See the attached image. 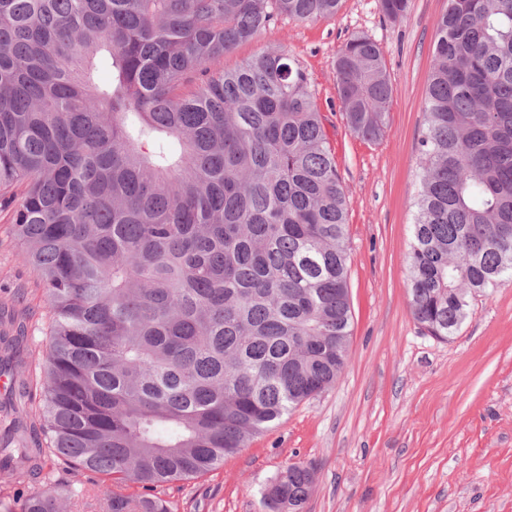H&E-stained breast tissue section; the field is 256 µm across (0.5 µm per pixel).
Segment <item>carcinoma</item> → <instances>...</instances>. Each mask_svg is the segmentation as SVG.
Returning a JSON list of instances; mask_svg holds the SVG:
<instances>
[{"instance_id":"cac0c4a2","label":"carcinoma","mask_w":512,"mask_h":512,"mask_svg":"<svg viewBox=\"0 0 512 512\" xmlns=\"http://www.w3.org/2000/svg\"><path fill=\"white\" fill-rule=\"evenodd\" d=\"M340 2L0 0V202L22 187L14 233L50 314L46 446L22 426L0 446V470L35 485L25 512H62L57 460L112 481L108 512H170L158 486L217 469L336 382L347 200L311 79L271 49L188 85L275 18ZM411 4L379 0L394 21ZM334 70L348 127L380 140V48L354 36ZM423 112L409 304L446 340L512 281V0H448ZM310 487L291 465L263 506L299 512Z\"/></svg>"}]
</instances>
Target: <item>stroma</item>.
<instances>
[{
	"mask_svg": "<svg viewBox=\"0 0 512 512\" xmlns=\"http://www.w3.org/2000/svg\"><path fill=\"white\" fill-rule=\"evenodd\" d=\"M447 6L413 0L393 22L378 0H341L330 20L277 18L209 63L218 73L283 48L307 71L348 199L352 335L332 387L218 470L158 487L171 512H264L265 489L292 464L314 473L302 512H512V281L476 296L445 340L414 320L407 292L422 104ZM354 35L377 43L393 89L377 142L350 131L337 98L333 61ZM20 200L13 193L0 207V360L12 361L0 387V438L13 421L36 423L47 345L46 296L12 232ZM22 382L29 400L7 407Z\"/></svg>",
	"mask_w": 512,
	"mask_h": 512,
	"instance_id": "35a3bbf8",
	"label": "stroma"
}]
</instances>
